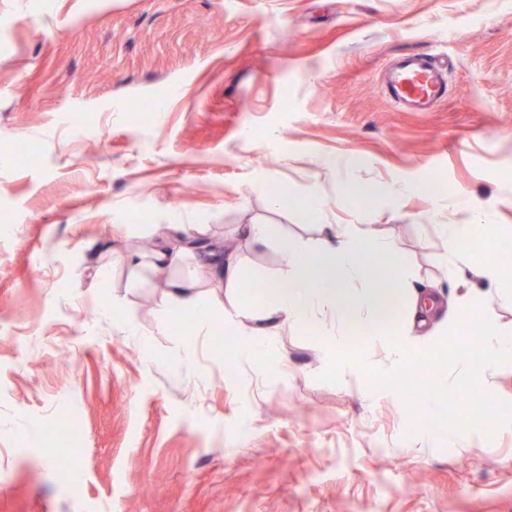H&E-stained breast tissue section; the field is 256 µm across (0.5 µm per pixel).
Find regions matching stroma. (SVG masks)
<instances>
[{"label": "stroma", "instance_id": "stroma-1", "mask_svg": "<svg viewBox=\"0 0 512 512\" xmlns=\"http://www.w3.org/2000/svg\"><path fill=\"white\" fill-rule=\"evenodd\" d=\"M405 52L447 57L435 111L385 98ZM459 222L512 269V0H0V512H512V426L406 437L358 370L318 381L313 323L238 354L225 311L280 275L275 241L241 244L236 299L194 259L171 271L200 284L174 318L122 261L166 224L213 243L268 224L312 253L325 225L368 224L401 321L412 289L448 308L474 287L512 334V295L448 270Z\"/></svg>", "mask_w": 512, "mask_h": 512}]
</instances>
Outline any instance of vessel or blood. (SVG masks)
<instances>
[{
    "instance_id": "vessel-or-blood-1",
    "label": "vessel or blood",
    "mask_w": 512,
    "mask_h": 512,
    "mask_svg": "<svg viewBox=\"0 0 512 512\" xmlns=\"http://www.w3.org/2000/svg\"><path fill=\"white\" fill-rule=\"evenodd\" d=\"M386 96L406 112H430L448 97V71L434 55L405 53L384 71Z\"/></svg>"
}]
</instances>
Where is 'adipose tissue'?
Listing matches in <instances>:
<instances>
[{
    "label": "adipose tissue",
    "instance_id": "1",
    "mask_svg": "<svg viewBox=\"0 0 512 512\" xmlns=\"http://www.w3.org/2000/svg\"><path fill=\"white\" fill-rule=\"evenodd\" d=\"M442 233L456 253L454 271L458 276L472 274L487 278L498 290L512 289V274L497 265L473 267L468 253L459 249L472 240V224H445ZM282 274L268 281L260 316L266 320L264 335L299 320L317 319L330 336L341 335L355 321L378 316L387 304V291L369 288L355 292L353 285L365 281L370 270L363 257L372 253L390 256L389 241L374 236L371 228L353 224L326 234L319 253L306 252L299 243L280 242Z\"/></svg>",
    "mask_w": 512,
    "mask_h": 512
}]
</instances>
